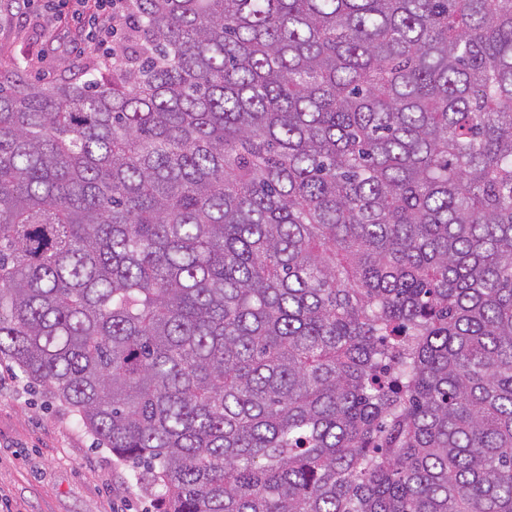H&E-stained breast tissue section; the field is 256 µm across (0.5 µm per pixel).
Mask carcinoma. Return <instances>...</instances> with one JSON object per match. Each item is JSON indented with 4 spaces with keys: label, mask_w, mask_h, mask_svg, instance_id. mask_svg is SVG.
<instances>
[{
    "label": "carcinoma",
    "mask_w": 512,
    "mask_h": 512,
    "mask_svg": "<svg viewBox=\"0 0 512 512\" xmlns=\"http://www.w3.org/2000/svg\"><path fill=\"white\" fill-rule=\"evenodd\" d=\"M0 52V358L157 512H512V0H112ZM98 0H34L24 14L2 3L0 45L26 58V74L35 81L58 79L76 70L86 56L102 60L104 48L93 44V17ZM82 35L77 39L75 33ZM91 32V33H90ZM25 39H18L19 35Z\"/></svg>",
    "instance_id": "1"
}]
</instances>
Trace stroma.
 Here are the masks:
<instances>
[{
	"instance_id": "35a3bbf8",
	"label": "stroma",
	"mask_w": 512,
	"mask_h": 512,
	"mask_svg": "<svg viewBox=\"0 0 512 512\" xmlns=\"http://www.w3.org/2000/svg\"><path fill=\"white\" fill-rule=\"evenodd\" d=\"M99 0H33L0 10V45L25 57L31 80L51 81L102 57ZM129 463L97 447L78 417L0 360V512H156Z\"/></svg>"
}]
</instances>
